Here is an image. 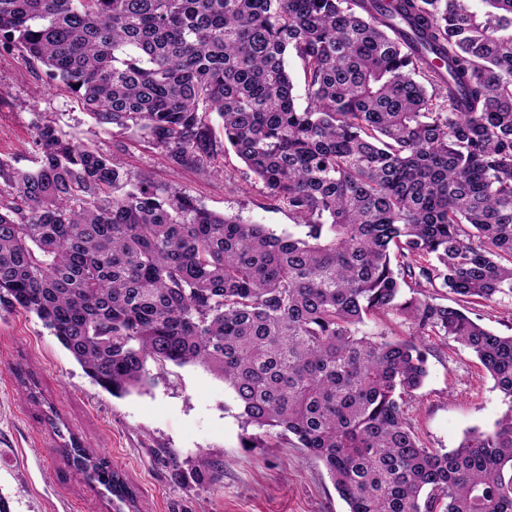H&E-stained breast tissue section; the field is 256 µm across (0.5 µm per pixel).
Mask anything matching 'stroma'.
Wrapping results in <instances>:
<instances>
[{
    "label": "stroma",
    "instance_id": "35a3bbf8",
    "mask_svg": "<svg viewBox=\"0 0 512 512\" xmlns=\"http://www.w3.org/2000/svg\"><path fill=\"white\" fill-rule=\"evenodd\" d=\"M49 122L75 143L96 145L133 173L177 187L217 213L237 214L275 233L293 231L286 208L265 196L234 152L220 177L172 168L143 141L113 135L18 52H0V158L32 167L35 127ZM428 376L408 398L406 416L421 443L447 451L467 432L493 425L512 404L478 359L443 336L427 337ZM28 370L39 403L15 376ZM144 387L115 397L99 387L32 313L0 302V503L7 512H348L325 466L295 436L269 437L245 425L234 391L196 365L148 363ZM119 472L121 503L88 481L59 452L50 415ZM177 455L181 469L166 464ZM222 463L224 477L198 487L201 458Z\"/></svg>",
    "mask_w": 512,
    "mask_h": 512
}]
</instances>
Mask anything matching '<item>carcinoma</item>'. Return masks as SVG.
I'll return each mask as SVG.
<instances>
[{"label": "carcinoma", "mask_w": 512, "mask_h": 512, "mask_svg": "<svg viewBox=\"0 0 512 512\" xmlns=\"http://www.w3.org/2000/svg\"><path fill=\"white\" fill-rule=\"evenodd\" d=\"M0 46L174 168L221 176L234 150L302 228L212 213L38 124L32 167L0 160V300L114 396L150 361L206 367L246 424L324 464L348 512H512V408L422 446L405 398L424 349L362 330L394 315L451 337L512 400V336L428 294L512 297V0H0ZM222 473L203 458L193 480Z\"/></svg>", "instance_id": "obj_1"}]
</instances>
